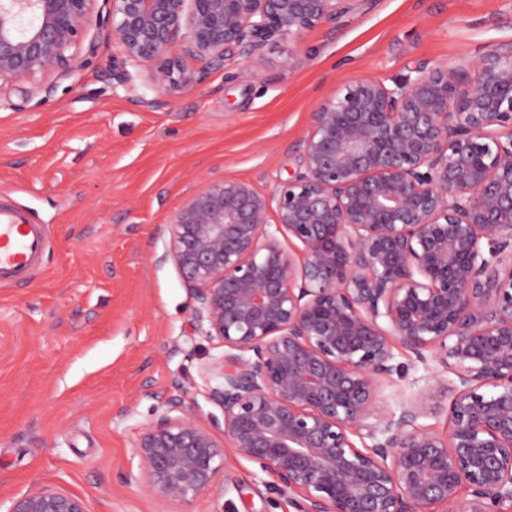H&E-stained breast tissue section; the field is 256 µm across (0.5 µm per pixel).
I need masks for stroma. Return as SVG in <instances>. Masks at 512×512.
Here are the masks:
<instances>
[{
    "label": "stroma",
    "instance_id": "1",
    "mask_svg": "<svg viewBox=\"0 0 512 512\" xmlns=\"http://www.w3.org/2000/svg\"><path fill=\"white\" fill-rule=\"evenodd\" d=\"M512 40V0H350L336 19L282 42L262 65L227 62L166 106L112 79L107 31L51 93L0 106V195L47 236L24 285L0 284V497L50 483L92 512H160L138 480L133 447L180 398L221 417L201 367L222 356L195 332L193 300L167 249L168 227L213 179L272 194L300 170L312 113L352 79L392 84L419 63L473 60ZM303 57L290 69L288 54ZM391 409L443 371L394 350ZM226 491L195 512H298L274 474L227 455Z\"/></svg>",
    "mask_w": 512,
    "mask_h": 512
}]
</instances>
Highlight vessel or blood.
Instances as JSON below:
<instances>
[{
    "label": "vessel or blood",
    "mask_w": 512,
    "mask_h": 512,
    "mask_svg": "<svg viewBox=\"0 0 512 512\" xmlns=\"http://www.w3.org/2000/svg\"><path fill=\"white\" fill-rule=\"evenodd\" d=\"M46 239L23 211L0 200V282L23 284L41 261Z\"/></svg>",
    "instance_id": "vessel-or-blood-1"
}]
</instances>
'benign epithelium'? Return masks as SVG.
Here are the masks:
<instances>
[{
    "label": "benign epithelium",
    "instance_id": "obj_1",
    "mask_svg": "<svg viewBox=\"0 0 512 512\" xmlns=\"http://www.w3.org/2000/svg\"><path fill=\"white\" fill-rule=\"evenodd\" d=\"M96 2L0 0V103L51 93L50 77L95 53L97 29L116 84L170 93L236 55L261 63L346 0ZM174 45L200 77L168 61ZM414 73L345 82L275 193L213 180L174 215L163 259L224 347L202 368L222 420L168 397L140 432L139 479L164 512L224 497L227 446L300 512H512V41ZM395 342L456 380L389 409ZM443 409L445 434L418 424ZM364 435L373 444L357 446ZM0 512L91 510L45 485Z\"/></svg>",
    "mask_w": 512,
    "mask_h": 512
}]
</instances>
